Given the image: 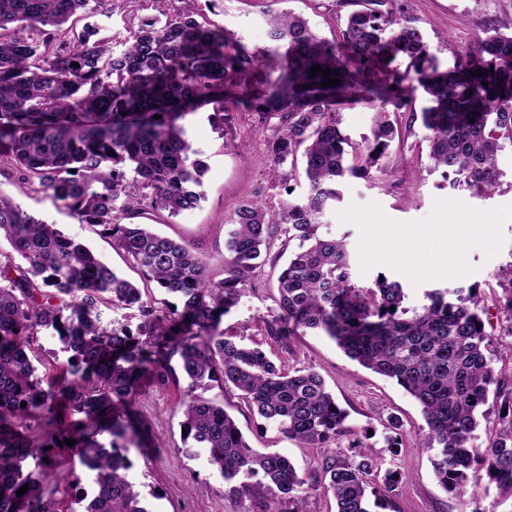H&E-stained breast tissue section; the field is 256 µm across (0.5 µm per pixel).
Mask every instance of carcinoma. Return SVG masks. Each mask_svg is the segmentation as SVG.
Wrapping results in <instances>:
<instances>
[{
  "label": "carcinoma",
  "instance_id": "carcinoma-1",
  "mask_svg": "<svg viewBox=\"0 0 512 512\" xmlns=\"http://www.w3.org/2000/svg\"><path fill=\"white\" fill-rule=\"evenodd\" d=\"M88 2L0 0V175L49 192L176 303L156 306L87 246L0 189V237L17 255L0 260V512H65L62 479L50 486L23 467L32 459L53 472L58 443L38 436L68 417L74 455L99 474L92 496L78 500L81 512H150L127 475L129 448L142 447L149 431L117 411L134 413L146 377L166 387L174 359L190 380L182 400L185 438L208 450V464L225 481L262 478L263 496L243 512H282V503L288 512H306L307 490L321 486L317 476L298 473L280 452L252 448L223 406L194 394L219 381L286 438L310 448H325L348 431L346 410L318 373L287 371L261 345L219 329L283 234L299 246L278 275L282 315L269 334L284 343L320 330L350 359L396 380L421 406L424 447L435 451L445 491L463 498L493 487L512 496V388L490 365L492 341L474 288L435 289L411 311L400 283L385 277L358 284L345 243L317 236L343 182L385 173L392 142L417 121L429 131L431 164L450 177L452 189L481 196L496 187L499 152L512 145V26L492 29L443 70L415 20L383 9L389 0H360L365 7L347 16L333 42L299 15L269 14L279 74L247 97L236 88L266 51L199 21L192 0L163 20L138 18L121 50L88 24L76 31ZM397 59L406 61L405 72L390 70ZM316 64L321 72L312 77ZM326 69L339 85L321 86ZM478 69L485 75L470 76ZM405 81L428 105L409 110L401 125L391 115L405 103L391 86ZM344 100L375 112L371 134L358 144L341 127L337 104ZM207 107L221 131L234 125L240 108L260 124L277 120L270 176L285 192L274 204L264 189L240 202L219 280L191 243L130 222L145 214L173 217L204 199L205 162L185 138L183 121ZM299 168L306 189L295 197L287 182ZM106 306L134 311L136 327L103 323ZM43 329L70 353V378L62 384L40 377L28 355ZM492 387L505 414L480 448L473 441ZM104 433L107 445L98 440ZM358 447L351 445L352 459L325 463L324 490L336 512H370L368 504L379 507L395 492L391 472L379 483L368 480L378 464ZM24 485L28 491L17 496Z\"/></svg>",
  "mask_w": 512,
  "mask_h": 512
}]
</instances>
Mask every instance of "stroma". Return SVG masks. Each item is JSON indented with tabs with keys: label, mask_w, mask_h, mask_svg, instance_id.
I'll return each instance as SVG.
<instances>
[{
	"label": "stroma",
	"mask_w": 512,
	"mask_h": 512,
	"mask_svg": "<svg viewBox=\"0 0 512 512\" xmlns=\"http://www.w3.org/2000/svg\"><path fill=\"white\" fill-rule=\"evenodd\" d=\"M395 4L417 18L429 52L444 69L455 62L451 47L473 46L490 30L512 20V0H395ZM197 6L210 23L254 48L271 45L263 20L266 12L301 14L319 35L331 40L339 24L357 8L355 0H198ZM185 129L207 165L205 197L196 208L168 223L155 221L154 227L164 236L194 243L213 276L220 279L230 219L238 204L261 187L269 188L271 198L279 196L269 178L266 144L271 130L243 111L228 144L205 110L189 116ZM428 135L417 124L393 142L381 186L367 179H348L341 201L326 215L318 233L345 239L358 283H372L381 273L399 281L409 308L426 304L427 292L436 288H475L485 329L493 339L491 366L503 378L512 379V334L507 331L504 312L507 282L502 277L512 269V147L498 155L499 187L478 197L451 189L441 172H410V163L427 161ZM0 189L15 194L24 207L89 246L114 271L140 282L137 268L110 240L58 209L45 192H22L6 179L0 181ZM296 247V242L282 238L272 243L256 272L253 290L224 316L221 327L240 334L244 341L261 343L285 368L317 371L347 410L348 433L328 448H306L284 438L276 424L254 414L237 391L221 383L202 389V397L224 406L251 447L287 455L302 473H321L329 458H350V443L359 439L366 453L378 458L381 470L393 471L399 478L390 503L381 512H512V497L497 490L469 501L442 488L431 463L433 453L422 446L427 427L421 408L395 380L351 361L323 334L310 331L285 343L269 335V325L280 316L275 301L277 276ZM445 262L455 265L454 274L441 272ZM188 388L189 381L178 367L167 388L144 385L136 409L160 445L145 456L129 451L133 467L128 478L152 512H239L249 506L260 480L246 479L245 493L233 495L222 475L208 465L206 449L185 444L179 400ZM392 419L398 423L394 431L387 428ZM390 435L396 437L397 447H388Z\"/></svg>",
	"instance_id": "35a3bbf8"
}]
</instances>
